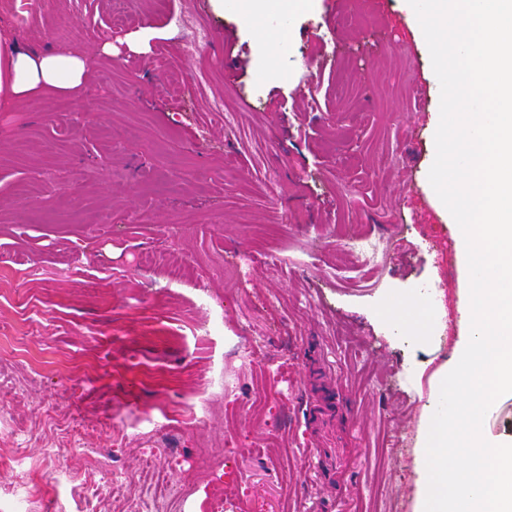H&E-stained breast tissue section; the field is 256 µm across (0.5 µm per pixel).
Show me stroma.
Here are the masks:
<instances>
[{"instance_id":"1","label":"stroma","mask_w":512,"mask_h":512,"mask_svg":"<svg viewBox=\"0 0 512 512\" xmlns=\"http://www.w3.org/2000/svg\"><path fill=\"white\" fill-rule=\"evenodd\" d=\"M288 3L0 0V39L89 69L77 100L0 111V512H119L92 487L140 493L147 460L180 512H414L471 314L450 292L423 334L383 316L460 232L428 181L440 84L404 0H307L283 31ZM170 13L208 25L202 63ZM359 234L389 243L373 288L329 276Z\"/></svg>"}]
</instances>
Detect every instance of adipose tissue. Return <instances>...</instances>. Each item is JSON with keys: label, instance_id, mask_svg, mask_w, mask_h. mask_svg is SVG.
Wrapping results in <instances>:
<instances>
[{"label": "adipose tissue", "instance_id": "obj_1", "mask_svg": "<svg viewBox=\"0 0 512 512\" xmlns=\"http://www.w3.org/2000/svg\"><path fill=\"white\" fill-rule=\"evenodd\" d=\"M86 59L71 50H0V107L14 108L34 95L75 97L88 81Z\"/></svg>", "mask_w": 512, "mask_h": 512}]
</instances>
